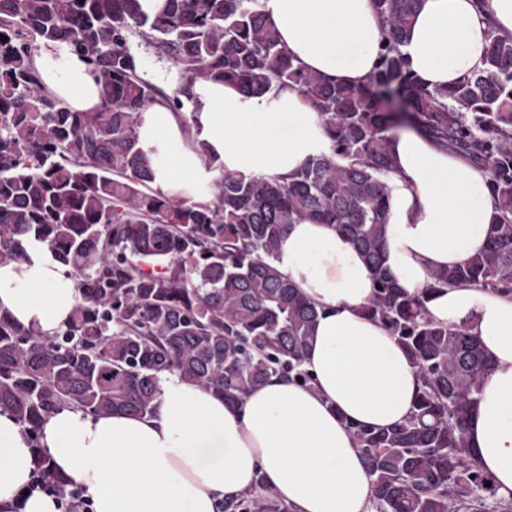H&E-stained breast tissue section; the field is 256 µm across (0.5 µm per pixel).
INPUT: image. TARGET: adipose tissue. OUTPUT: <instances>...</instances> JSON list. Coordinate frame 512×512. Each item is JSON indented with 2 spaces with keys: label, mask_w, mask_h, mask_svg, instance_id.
<instances>
[{
  "label": "adipose tissue",
  "mask_w": 512,
  "mask_h": 512,
  "mask_svg": "<svg viewBox=\"0 0 512 512\" xmlns=\"http://www.w3.org/2000/svg\"><path fill=\"white\" fill-rule=\"evenodd\" d=\"M282 43L308 71L364 85L378 60L382 21L373 0H259ZM512 37V0H422L402 47L428 85L446 87L481 67L492 34ZM45 87L79 112L104 107L100 87L75 54L36 60ZM195 126L156 105L139 129L155 184L176 199L213 198V164L246 175L285 177L330 142L300 94L284 88L263 103L232 86L199 83ZM205 141L200 154L193 140ZM387 229L389 273L421 296L428 318L467 326L493 370L476 396L466 440L471 458L512 500V295L477 287L431 290V274L484 251L495 214L485 170L419 131L395 135ZM22 263L0 264V311L51 336L79 294L46 244ZM276 266L319 316L303 362L310 385L278 378L229 407L221 397L168 375L149 416H90L66 406L42 423L38 441L67 487L83 488L92 512H218L221 499L265 482L292 512H375V487L349 430L402 423L420 378L394 336L363 306L375 281L358 251L330 224L290 225ZM12 416L0 413V506L59 512L55 497L30 492L33 451Z\"/></svg>",
  "instance_id": "1"
}]
</instances>
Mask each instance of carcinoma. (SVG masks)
Listing matches in <instances>:
<instances>
[{"instance_id":"obj_1","label":"carcinoma","mask_w":512,"mask_h":512,"mask_svg":"<svg viewBox=\"0 0 512 512\" xmlns=\"http://www.w3.org/2000/svg\"><path fill=\"white\" fill-rule=\"evenodd\" d=\"M383 43L367 84L305 70L259 0H0V263L47 244L76 279L79 301L54 336L0 312V412L36 446L34 476L64 493L38 447L41 422L63 406L91 415L153 412L166 375L239 406L273 376L305 384L318 311L274 261L288 225L332 224L363 256L376 288L363 312L396 337L420 375L408 419L353 428L376 512H512L470 458L465 426L492 369L479 337L427 318L386 267L389 135L421 131L490 174L496 214L485 251L433 273L440 286L512 293V38H491L483 67L432 89L401 51L421 0H374ZM170 61L181 89L147 80L139 49ZM73 53L105 100L76 112L42 83L43 52ZM237 86L264 101L295 88L321 119L331 153L286 178L214 167L209 201L154 188L142 148L155 104L195 119L192 87ZM220 512H290L258 480Z\"/></svg>"}]
</instances>
